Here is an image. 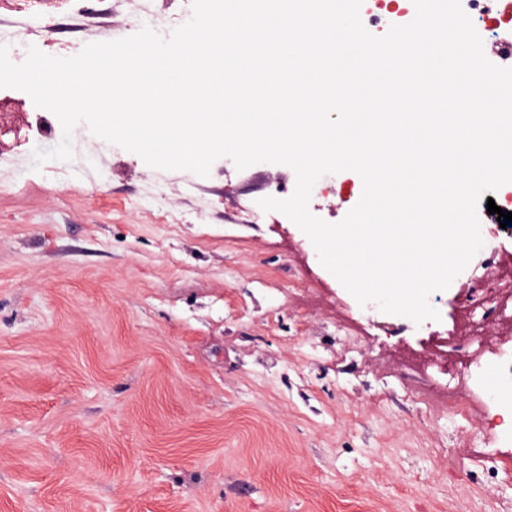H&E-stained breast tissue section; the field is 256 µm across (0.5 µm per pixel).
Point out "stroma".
I'll return each mask as SVG.
<instances>
[{
  "instance_id": "stroma-1",
  "label": "stroma",
  "mask_w": 512,
  "mask_h": 512,
  "mask_svg": "<svg viewBox=\"0 0 512 512\" xmlns=\"http://www.w3.org/2000/svg\"><path fill=\"white\" fill-rule=\"evenodd\" d=\"M43 17L49 55L133 35L139 0ZM0 138V512H512L478 422L432 431L410 390L434 360L349 353L350 293L282 213L294 171L216 160L208 176L100 149L69 183ZM335 224L363 181L324 175Z\"/></svg>"
}]
</instances>
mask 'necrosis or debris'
I'll return each instance as SVG.
<instances>
[{
  "instance_id": "1",
  "label": "necrosis or debris",
  "mask_w": 512,
  "mask_h": 512,
  "mask_svg": "<svg viewBox=\"0 0 512 512\" xmlns=\"http://www.w3.org/2000/svg\"><path fill=\"white\" fill-rule=\"evenodd\" d=\"M460 5L480 38L512 43V0H460ZM0 7L23 18L22 23L0 28V45L8 47L10 59L17 63L35 42L34 22L42 16L41 5L39 0H5ZM191 12L192 0H177L167 13L158 12L153 0H142L137 24L165 36L185 23ZM401 17L410 21L415 13L406 7L391 9L388 0H362L360 19L372 35L387 33ZM511 249V240L491 236L486 251L453 280L455 286L467 290L462 306L469 313L470 334L463 340L446 337L439 347L444 362L433 365L428 374L431 384L447 386V403L434 405L425 391L411 394L415 404L429 412L427 429L437 428L447 418L468 421L480 417L488 422L486 443L495 448L512 445V425L507 422L512 396L489 392L487 377L493 372L502 384L512 383V341L490 345L484 338L491 326L512 320V294L502 287L512 280V265L500 260Z\"/></svg>"
}]
</instances>
